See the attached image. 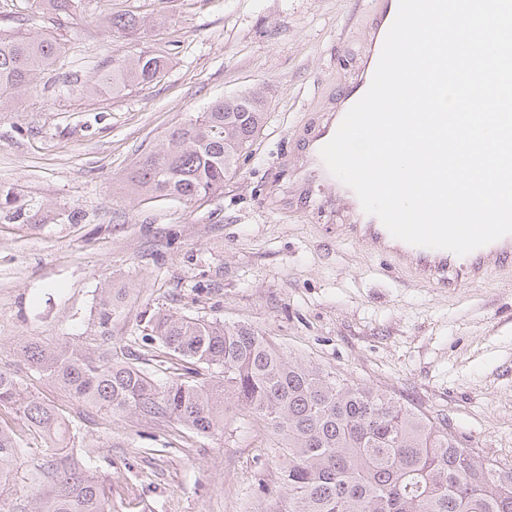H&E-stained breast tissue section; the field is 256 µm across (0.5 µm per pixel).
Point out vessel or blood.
<instances>
[{"mask_svg": "<svg viewBox=\"0 0 512 512\" xmlns=\"http://www.w3.org/2000/svg\"><path fill=\"white\" fill-rule=\"evenodd\" d=\"M352 230L357 238L370 242L376 248L408 252L422 278L448 289L458 288L465 280L476 282L483 279L489 271L488 258H495L498 267H512V235L460 256L449 250L414 246L396 239L377 218L366 224L353 225Z\"/></svg>", "mask_w": 512, "mask_h": 512, "instance_id": "vessel-or-blood-1", "label": "vessel or blood"}]
</instances>
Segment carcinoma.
I'll return each mask as SVG.
<instances>
[{
    "instance_id": "cac0c4a2",
    "label": "carcinoma",
    "mask_w": 512,
    "mask_h": 512,
    "mask_svg": "<svg viewBox=\"0 0 512 512\" xmlns=\"http://www.w3.org/2000/svg\"><path fill=\"white\" fill-rule=\"evenodd\" d=\"M58 18L77 12L82 0H40ZM144 19L128 11L110 28L133 37ZM60 53L51 35L0 33V100L29 87ZM166 68L160 54L125 57L99 77L120 94L157 80ZM265 100L252 90L219 98L166 140L141 155L126 174L131 193L186 203L224 188L262 128ZM0 210L14 220L37 219L42 206L17 204L0 194ZM120 311V292L101 289L96 308L107 329ZM145 330L184 372L160 382L129 361L112 360L108 348L66 342L43 345L23 339L27 364L69 395L114 415L175 421L196 433L224 430L227 412L241 406L266 422L282 448L285 512H512V464L462 446L408 405L306 366L277 349L248 324L226 325L177 313L153 314ZM213 372L198 380L200 371ZM14 411L22 427L47 441L48 457L33 472L44 491L26 499L4 497L10 478L31 449L16 430L0 426V512H112V489L88 453L69 447V426L53 408L24 392L0 371V407Z\"/></svg>"
}]
</instances>
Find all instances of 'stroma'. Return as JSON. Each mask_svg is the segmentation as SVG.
<instances>
[{
  "instance_id": "1",
  "label": "stroma",
  "mask_w": 512,
  "mask_h": 512,
  "mask_svg": "<svg viewBox=\"0 0 512 512\" xmlns=\"http://www.w3.org/2000/svg\"><path fill=\"white\" fill-rule=\"evenodd\" d=\"M136 9L133 38L104 30ZM369 0H84L61 23L35 0H0V28L54 35L52 68L0 105V190L49 206L0 220V370L60 409L75 447L112 482V512H280L270 427L230 410L223 431L113 415L33 371L17 343L111 348L159 376L144 326L159 311L249 324L285 354L384 392L512 463V270L448 290L353 235L320 207L314 134L374 56ZM162 53L153 83L88 85L130 50ZM261 89L266 123L223 190L143 201L123 176L218 98ZM127 291L108 331L101 288Z\"/></svg>"
}]
</instances>
